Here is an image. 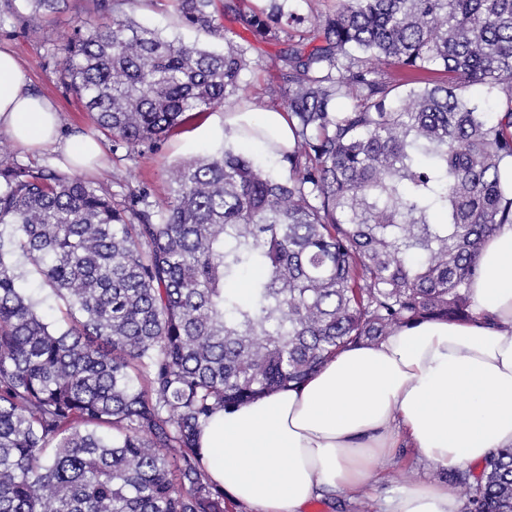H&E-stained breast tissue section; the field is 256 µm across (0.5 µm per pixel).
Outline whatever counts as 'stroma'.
Returning a JSON list of instances; mask_svg holds the SVG:
<instances>
[{"mask_svg": "<svg viewBox=\"0 0 512 512\" xmlns=\"http://www.w3.org/2000/svg\"><path fill=\"white\" fill-rule=\"evenodd\" d=\"M128 13L136 22L157 29L168 39H179L216 49L224 46V40L219 35L183 26L171 9L163 5L162 0H137ZM0 48L14 52L28 75L33 91L54 104L61 119L62 138H71L73 133L79 131L104 145L106 153L98 165L82 170L81 175L109 188L115 200H123L125 195L144 186L150 188L155 200H163L170 169L184 159L215 149V139L195 140L182 137V130L192 127L191 122L187 121L182 129L173 130L160 145L144 147L131 157H122L112 151L110 134L98 128L90 114L85 112L82 103L61 88L56 67L46 58L47 48L41 36L25 34L7 27L0 30ZM279 51V45L263 41L255 42L251 46L249 56L255 60L256 65L245 72L243 81L256 108L267 106L266 90L279 81ZM433 471V466L421 461L417 450L401 448L397 451L394 463L381 471L374 484L373 499L360 506L341 501L327 506L313 501L308 504L305 512H379L382 500L396 491L401 481L428 480L431 479Z\"/></svg>", "mask_w": 512, "mask_h": 512, "instance_id": "stroma-1", "label": "stroma"}]
</instances>
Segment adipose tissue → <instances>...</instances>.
<instances>
[{
    "instance_id": "adipose-tissue-1",
    "label": "adipose tissue",
    "mask_w": 512,
    "mask_h": 512,
    "mask_svg": "<svg viewBox=\"0 0 512 512\" xmlns=\"http://www.w3.org/2000/svg\"><path fill=\"white\" fill-rule=\"evenodd\" d=\"M52 105L35 95L14 54L0 51V134L28 149L62 144L79 164L98 143L57 137ZM251 113L204 118L195 138L252 144ZM472 320L420 321L349 347L304 382L217 412L200 434L211 480L247 512H304L314 499H371L373 479L397 449L465 470L512 448V224L478 258ZM444 482L404 485L383 512H460Z\"/></svg>"
}]
</instances>
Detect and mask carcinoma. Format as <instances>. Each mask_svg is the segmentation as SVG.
Returning <instances> with one entry per match:
<instances>
[{"label":"carcinoma","mask_w":512,"mask_h":512,"mask_svg":"<svg viewBox=\"0 0 512 512\" xmlns=\"http://www.w3.org/2000/svg\"><path fill=\"white\" fill-rule=\"evenodd\" d=\"M25 2L0 0V28L42 33L115 152L247 98L249 47L227 36L168 40L135 0H91L108 22L58 33L69 0ZM167 2L222 31L216 0ZM237 15L288 44L269 89L294 121L285 175L230 146L177 166L164 202L117 204L0 157V512H228L198 441L214 413L397 326L472 318L477 258L512 223V0H336L309 43L285 0ZM24 262L64 324L23 292ZM451 479L464 512H512V448Z\"/></svg>","instance_id":"carcinoma-1"}]
</instances>
